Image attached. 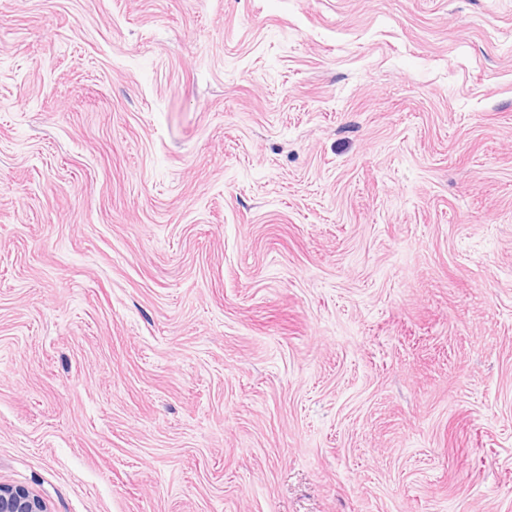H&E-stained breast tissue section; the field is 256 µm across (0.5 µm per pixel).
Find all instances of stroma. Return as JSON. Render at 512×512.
Here are the masks:
<instances>
[{"label":"stroma","mask_w":512,"mask_h":512,"mask_svg":"<svg viewBox=\"0 0 512 512\" xmlns=\"http://www.w3.org/2000/svg\"><path fill=\"white\" fill-rule=\"evenodd\" d=\"M0 484L512 512V0H0Z\"/></svg>","instance_id":"35a3bbf8"}]
</instances>
